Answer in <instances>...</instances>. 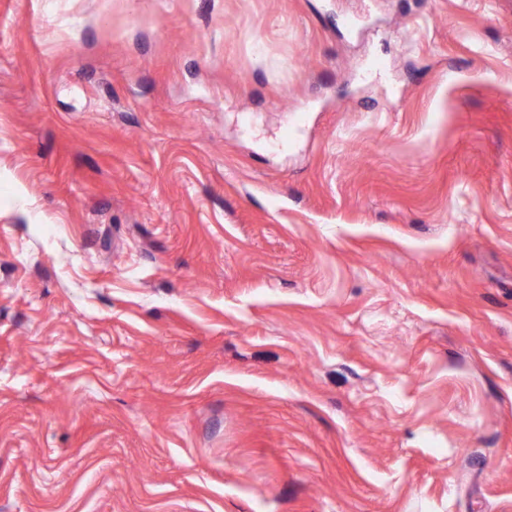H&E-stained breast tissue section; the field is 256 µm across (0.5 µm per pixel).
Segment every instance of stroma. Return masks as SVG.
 <instances>
[{
	"instance_id": "stroma-1",
	"label": "stroma",
	"mask_w": 512,
	"mask_h": 512,
	"mask_svg": "<svg viewBox=\"0 0 512 512\" xmlns=\"http://www.w3.org/2000/svg\"><path fill=\"white\" fill-rule=\"evenodd\" d=\"M0 512H512V0H0Z\"/></svg>"
}]
</instances>
